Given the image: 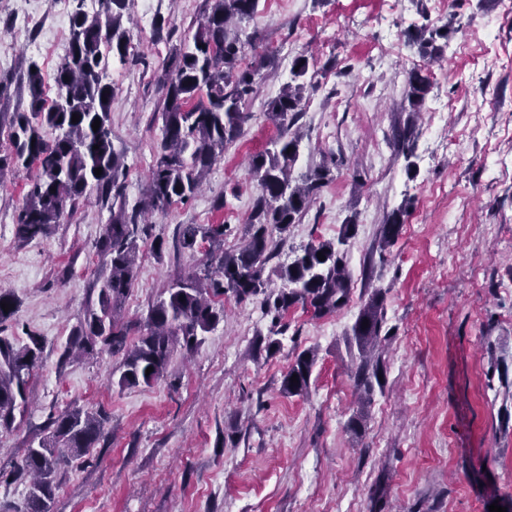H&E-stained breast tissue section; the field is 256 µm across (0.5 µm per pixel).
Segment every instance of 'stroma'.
<instances>
[{
    "label": "stroma",
    "mask_w": 512,
    "mask_h": 512,
    "mask_svg": "<svg viewBox=\"0 0 512 512\" xmlns=\"http://www.w3.org/2000/svg\"><path fill=\"white\" fill-rule=\"evenodd\" d=\"M27 0H0V113L28 111L27 72L38 65L48 98L60 60L47 43L68 36L57 0H28L39 29L16 27ZM205 0H131L134 55L111 58L105 80L112 145L124 160L126 194L148 184L161 140L160 65L194 33ZM455 18L441 60L427 64L405 33ZM247 30L262 36L268 78L228 145L187 203L155 216L140 242L137 278L122 310L131 337L178 274L203 265L207 243L180 245L187 224H223L239 246L260 187L250 155L277 135L267 102L310 57L313 86L299 125L296 173L324 164L330 181L291 225L275 264L302 246L336 238L347 218L348 306L321 318L284 313L280 348L258 343L271 317L259 301L224 299V318L194 351L175 349L164 377L121 389L103 352L61 361L64 345L97 299L108 268L96 253L112 214L98 194L43 238L24 242L14 215L35 169L0 175V290L18 310L0 325L17 345L42 339L29 402L0 430V503L20 505L22 484L4 481L50 417L79 408L105 413V435L87 455L60 462L52 512H489L512 502V0H259ZM431 88L410 118L406 74ZM414 121L416 172L390 142ZM413 207L396 243L377 246L387 213ZM386 289L391 337L384 388L362 405L350 379L346 332L369 289ZM317 359L307 393L280 391L298 353ZM363 413V426L347 424Z\"/></svg>",
    "instance_id": "stroma-1"
}]
</instances>
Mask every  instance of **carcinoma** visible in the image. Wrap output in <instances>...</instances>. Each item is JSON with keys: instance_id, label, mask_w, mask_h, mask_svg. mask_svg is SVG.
Wrapping results in <instances>:
<instances>
[{"instance_id": "carcinoma-1", "label": "carcinoma", "mask_w": 512, "mask_h": 512, "mask_svg": "<svg viewBox=\"0 0 512 512\" xmlns=\"http://www.w3.org/2000/svg\"><path fill=\"white\" fill-rule=\"evenodd\" d=\"M259 0H206L205 11L193 35L174 48L161 65L159 82L164 101L162 140L150 168L147 193L129 205L124 185L121 154L111 140L107 125L112 86L103 82L108 56L124 61L131 56L130 41L123 26L128 0H103L100 12L82 10V0L70 18V45L54 73L58 99L47 104L40 69L28 74L30 113H16L6 121L0 117V136L11 149L0 156V175L14 166H37L16 218V234L22 240L48 235L53 225L69 216L80 200L91 192L112 198V222L106 225L96 245L109 275L100 285L97 304L74 329L63 357L90 355L96 350L122 355L112 380L119 388L150 385L163 377L174 348L195 349L201 336L224 318L216 299L232 295L239 301L262 297L261 304L272 314V330L265 339L266 351L274 353L279 341L275 327L282 314L299 304L319 318L344 308L350 301L351 277L345 263L349 240L356 224L343 225L338 240L306 245L286 266L266 269L277 254L279 242L273 232L284 234L298 223L314 203L318 190L329 180L324 166L295 177L293 171L302 140L295 128L301 112L309 72V58L296 56L291 80L267 104L268 118L278 136L264 150L253 154L249 169L257 179L260 194L248 220V238L233 250L224 249V225L187 224L181 244L194 249L197 240L210 243L203 270L174 279L149 309L147 332L129 344L130 328L119 317L136 278L138 240L145 233L147 215L163 212L171 204L193 198L204 176L223 155L224 149L242 134L250 113L243 110L246 97L263 79V63L243 65L247 49H256L257 33L242 23L257 11ZM452 23L423 24L407 35L408 44L425 60L440 53L438 41L448 39ZM430 90L427 76L408 73L406 98L411 111H421ZM79 121L72 122V115ZM100 120L93 130L94 120ZM59 132L51 140L42 130ZM392 139L404 158L413 156L416 138L412 125L392 129ZM102 173L95 174V169ZM409 204L392 211L379 230V246L394 244ZM323 253L321 261L317 253ZM283 288H271L273 279ZM386 290L375 288L364 300L350 328L355 355V383L371 401L374 389L382 386V355L374 354L385 341ZM367 328H362L363 322ZM42 352L41 342L17 346L0 336V428L9 430L15 413L28 404V384ZM316 352L304 350L283 375L280 390L301 395L309 387ZM153 368L146 373L147 368ZM297 382H291L292 376ZM103 420L80 409H71L50 419L37 446L14 470V477L27 484L22 505L14 512H51L57 484V466L62 451L81 457L102 438Z\"/></svg>"}]
</instances>
